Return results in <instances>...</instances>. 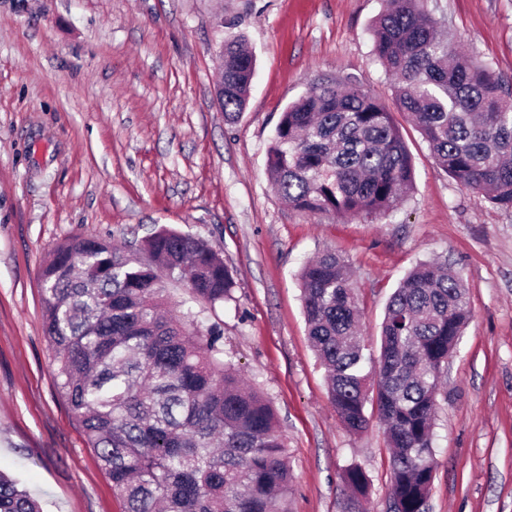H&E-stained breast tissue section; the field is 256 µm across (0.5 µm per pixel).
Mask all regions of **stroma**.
Returning <instances> with one entry per match:
<instances>
[{
    "mask_svg": "<svg viewBox=\"0 0 512 512\" xmlns=\"http://www.w3.org/2000/svg\"><path fill=\"white\" fill-rule=\"evenodd\" d=\"M456 48L512 86V0H424ZM381 0H0V471L44 512H123L58 395L39 273L72 236L139 252L168 227L202 238L235 278L205 311L224 352L272 400L293 470L289 512H340L360 465L374 512L391 484L384 429L349 433L309 343L298 274L348 260L369 353L387 301L418 262L448 259L471 317L448 361L432 446L430 512H512V210L458 186L395 101L373 54ZM223 22H216V15ZM255 56L247 105L225 121L219 48ZM352 81L392 112L415 187L387 217L310 215L274 192L267 149L317 79Z\"/></svg>",
    "mask_w": 512,
    "mask_h": 512,
    "instance_id": "stroma-1",
    "label": "stroma"
}]
</instances>
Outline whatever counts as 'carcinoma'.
Returning a JSON list of instances; mask_svg holds the SVG:
<instances>
[{
	"label": "carcinoma",
	"mask_w": 512,
	"mask_h": 512,
	"mask_svg": "<svg viewBox=\"0 0 512 512\" xmlns=\"http://www.w3.org/2000/svg\"><path fill=\"white\" fill-rule=\"evenodd\" d=\"M423 0H384L373 52L400 110L460 187L512 210V92L491 68L451 46ZM224 119L244 110L254 57L224 43ZM275 192L307 214L382 219L414 184L412 156L378 97L322 79L282 112L268 149ZM144 263L110 240L72 237L40 271L44 333L58 394L80 423L124 512H288V450L271 402L224 358L222 336L188 307L172 315L163 279L211 309L234 278L208 242L167 227L146 237ZM345 257L302 268L304 315L330 402L348 431L371 407L391 450L387 503L428 512L432 437L448 356L470 319L462 278L445 262L414 267L389 298L377 362L366 369L360 308ZM341 512H368L369 480L352 464ZM0 512H41L0 473Z\"/></svg>",
	"instance_id": "carcinoma-1"
}]
</instances>
